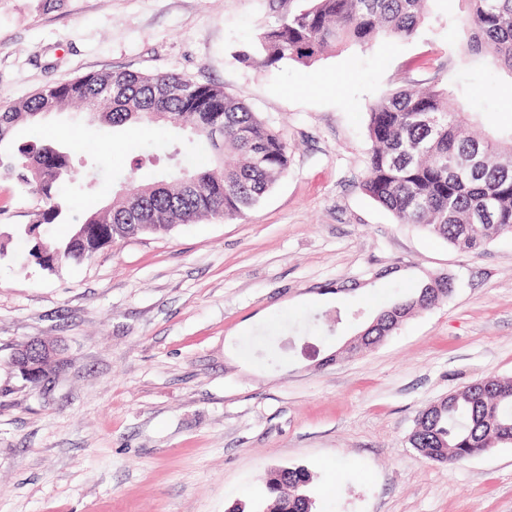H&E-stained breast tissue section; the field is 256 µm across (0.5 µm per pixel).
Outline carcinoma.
<instances>
[{"label":"carcinoma","mask_w":512,"mask_h":512,"mask_svg":"<svg viewBox=\"0 0 512 512\" xmlns=\"http://www.w3.org/2000/svg\"><path fill=\"white\" fill-rule=\"evenodd\" d=\"M465 2L468 14L458 34L468 52L489 57L512 74V0ZM427 4L309 0L305 8L278 17L244 59L264 68L288 59L307 64L331 48L365 46L377 38L407 40L426 18ZM72 107L113 128L165 121L189 135L167 153L169 172L160 180L135 185L138 192L131 195L112 191V205L88 215L70 236L47 248L35 244L31 256L44 269L89 259L126 237L134 224L154 233L202 219L241 218L288 168V145L221 86L168 72L90 73L0 108V179L33 186L44 202L27 234L42 224L63 223L67 201L59 187L76 180L87 160L76 161L40 140L17 143L12 131ZM368 135L372 151L362 190L397 223L414 224L464 254L512 238V130L475 137L462 127L448 90L407 86L371 105ZM454 291L448 276L428 279L381 310L366 336L378 343L414 312ZM409 443L439 464L512 445V377L475 380L440 407H426ZM310 482V472L301 466L272 470L254 512H313Z\"/></svg>","instance_id":"obj_1"}]
</instances>
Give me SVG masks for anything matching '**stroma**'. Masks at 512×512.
<instances>
[{"mask_svg": "<svg viewBox=\"0 0 512 512\" xmlns=\"http://www.w3.org/2000/svg\"><path fill=\"white\" fill-rule=\"evenodd\" d=\"M303 6L0 0V106L92 72L174 71L224 87L289 148L287 172L243 219L119 240L54 272L14 235L35 223L39 195L0 180V512H227L259 499L270 469L298 465L316 512H512V446L444 466L408 441L428 403L512 376V238L461 254L361 189L381 96L442 84L488 132L512 127V77L449 31L461 0H431L410 40L308 66L247 61ZM16 138L91 160L62 184L66 219L42 229L48 241L126 177L160 179L166 163L134 169L140 152L184 141L176 128L90 125L75 109ZM440 274L455 279L450 298L344 352L377 309ZM32 339L62 351L38 386L10 361Z\"/></svg>", "mask_w": 512, "mask_h": 512, "instance_id": "1", "label": "stroma"}]
</instances>
